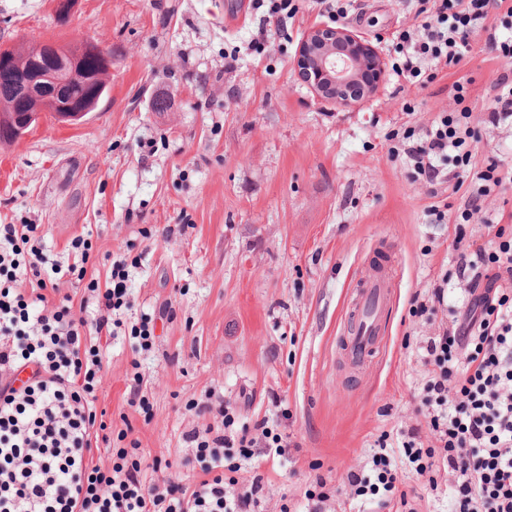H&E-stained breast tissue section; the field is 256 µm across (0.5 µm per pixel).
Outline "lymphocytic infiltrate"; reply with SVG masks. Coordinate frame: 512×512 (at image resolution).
Segmentation results:
<instances>
[{"instance_id": "lymphocytic-infiltrate-1", "label": "lymphocytic infiltrate", "mask_w": 512, "mask_h": 512, "mask_svg": "<svg viewBox=\"0 0 512 512\" xmlns=\"http://www.w3.org/2000/svg\"><path fill=\"white\" fill-rule=\"evenodd\" d=\"M415 2L420 21L398 35L397 74L427 86L435 76L423 71L425 60L457 67L471 34L484 31L505 65L488 119L511 118L512 40H497L494 18H512V0ZM453 90L459 109L407 149L417 177L432 185L446 180L437 162L449 150L458 164L472 158L461 135L470 116L462 106L466 86L458 81ZM491 230L488 244L473 247L486 274L475 277L458 319L423 348L420 410L436 443L424 445L414 427L403 448L418 476L448 472L453 512H512V235L499 223ZM70 250L74 263L61 267L42 247L38 225L0 224V512H255L261 475L231 493L224 487L225 472L253 457L256 446L225 410L219 425L186 433L199 466L191 478L169 477L171 461L146 458L135 441L113 450L110 466L94 463L107 428L95 405L106 362L101 338L114 335L129 306L126 264L113 261L101 284L86 277L91 238L74 237ZM64 270L85 281L80 308L93 310L92 319L75 317L70 297L60 296L56 275ZM24 279L29 287H21ZM22 371L29 377L15 385ZM347 480L354 495L381 497L390 512H418L387 448L374 453L370 474Z\"/></svg>"}]
</instances>
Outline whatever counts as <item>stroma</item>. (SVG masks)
<instances>
[{
  "label": "stroma",
  "instance_id": "35a3bbf8",
  "mask_svg": "<svg viewBox=\"0 0 512 512\" xmlns=\"http://www.w3.org/2000/svg\"><path fill=\"white\" fill-rule=\"evenodd\" d=\"M288 36L260 39L255 0H79L60 20L54 0H0V45L21 37L90 39L112 53L108 95L75 124L50 114L21 139L0 144V224H36L67 262L88 233L98 278L127 259L130 307L107 341L97 391L113 430L132 424L146 456L165 455L188 478L184 440L214 422L190 410L210 400L238 424L268 422L280 456L241 463L264 477L259 512H307L305 491L323 476L330 512H384L353 497L351 473L369 469L379 437L401 450L410 427L434 443L417 414L428 337L461 306L473 270H460L464 242H487L488 221L512 211V186L485 197L464 228L455 219L488 160L512 166V118L487 120L501 62L483 32L458 67L437 69L419 89L386 70L376 95L341 110L318 101L298 74L297 49L312 24L342 23L396 56L413 22L410 0H295ZM469 82L467 167L446 162L464 189L414 179L400 138L427 130L455 108L452 86ZM166 98L158 112L155 98ZM393 264L381 350L365 369L345 367L342 340L352 292L378 258ZM443 286V304L425 315ZM167 319H158L159 310ZM155 321L150 350L132 325ZM141 376L149 413L129 405Z\"/></svg>",
  "mask_w": 512,
  "mask_h": 512
}]
</instances>
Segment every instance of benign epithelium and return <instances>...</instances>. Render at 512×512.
<instances>
[{
  "label": "benign epithelium",
  "instance_id": "benign-epithelium-1",
  "mask_svg": "<svg viewBox=\"0 0 512 512\" xmlns=\"http://www.w3.org/2000/svg\"><path fill=\"white\" fill-rule=\"evenodd\" d=\"M33 66L18 82L17 92L24 111L16 114L13 125L18 136L45 112L57 119L83 117L92 105L71 97L72 89L85 82L80 71L79 50L44 40L34 44ZM50 61L42 64L41 59ZM301 77L321 101L347 108L372 96L377 87L364 82L368 71L382 74L384 60L369 40L344 26L319 24L310 29L297 52Z\"/></svg>",
  "mask_w": 512,
  "mask_h": 512
}]
</instances>
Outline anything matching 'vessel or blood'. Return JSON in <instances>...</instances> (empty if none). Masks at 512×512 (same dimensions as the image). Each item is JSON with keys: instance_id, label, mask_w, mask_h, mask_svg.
Masks as SVG:
<instances>
[{"instance_id": "obj_1", "label": "vessel or blood", "mask_w": 512, "mask_h": 512, "mask_svg": "<svg viewBox=\"0 0 512 512\" xmlns=\"http://www.w3.org/2000/svg\"><path fill=\"white\" fill-rule=\"evenodd\" d=\"M392 274V268H384L358 284L354 291L344 341V355L352 362L369 363L380 346V321L390 300Z\"/></svg>"}]
</instances>
